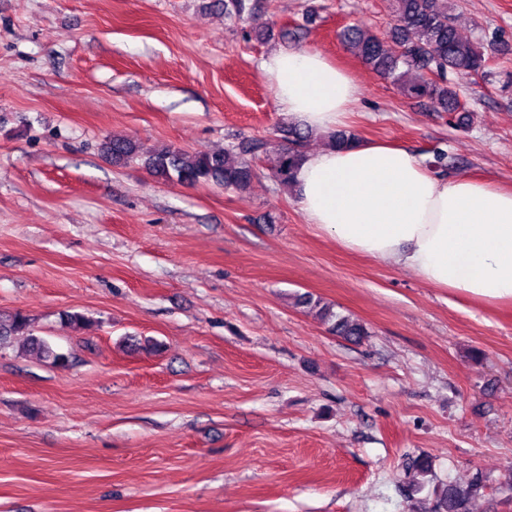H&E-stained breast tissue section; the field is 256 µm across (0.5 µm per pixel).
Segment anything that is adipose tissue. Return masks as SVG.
I'll return each instance as SVG.
<instances>
[{
  "label": "adipose tissue",
  "mask_w": 512,
  "mask_h": 512,
  "mask_svg": "<svg viewBox=\"0 0 512 512\" xmlns=\"http://www.w3.org/2000/svg\"><path fill=\"white\" fill-rule=\"evenodd\" d=\"M260 68L282 110L309 130L335 128L359 94L317 52L274 50ZM294 191L309 223L342 248L462 296L512 300L511 190L435 176L407 149L361 142L308 154Z\"/></svg>",
  "instance_id": "obj_1"
}]
</instances>
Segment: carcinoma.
Instances as JSON below:
<instances>
[{"instance_id": "obj_1", "label": "carcinoma", "mask_w": 512, "mask_h": 512, "mask_svg": "<svg viewBox=\"0 0 512 512\" xmlns=\"http://www.w3.org/2000/svg\"><path fill=\"white\" fill-rule=\"evenodd\" d=\"M224 14L241 22L257 21L255 0H223ZM394 32L391 41L367 30L360 24L342 28L339 37L345 46L379 76L389 80L408 99L427 102L436 112L460 113L458 125L464 126L466 105L450 85L448 75L465 78L485 72L484 42L495 43L496 35L468 39L456 26L449 0H391ZM312 133L297 125L281 129L283 147L279 148L270 166V176L282 186H292L295 173L305 158V144ZM104 149L112 159L135 158L139 147L127 138L108 140ZM264 151V143L252 141L225 151L191 153L163 147L146 159L149 171L165 180L182 185L211 181L219 186L243 190L256 175L252 156ZM298 303L330 325V331L359 342L369 335L361 321L342 315L333 307L309 295ZM31 319L17 311L0 319V349L10 345L15 336L27 337L29 350L57 365L68 363L67 355L58 353L43 339L30 333ZM483 487L482 477L474 478L469 487L454 485L437 496L435 512H469V500Z\"/></svg>"}]
</instances>
